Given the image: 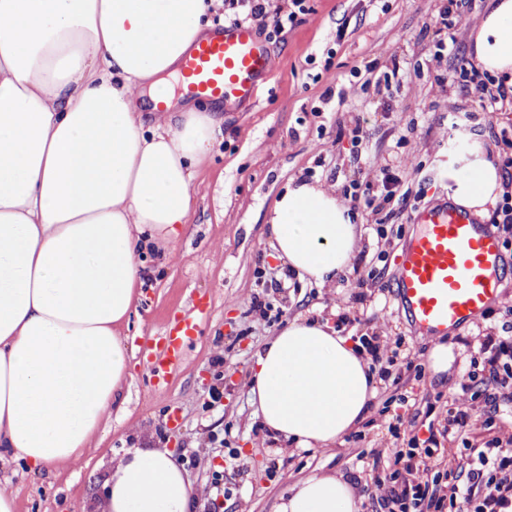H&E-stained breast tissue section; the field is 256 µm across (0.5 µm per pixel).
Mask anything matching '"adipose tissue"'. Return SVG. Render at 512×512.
I'll return each mask as SVG.
<instances>
[{"label": "adipose tissue", "mask_w": 512, "mask_h": 512, "mask_svg": "<svg viewBox=\"0 0 512 512\" xmlns=\"http://www.w3.org/2000/svg\"><path fill=\"white\" fill-rule=\"evenodd\" d=\"M222 0H0V464H78L129 375L120 328L147 276V241L175 243L224 117L215 106L143 119L135 93L171 100ZM474 60L512 86V0L471 31ZM450 199L485 216L503 193L476 157L449 170ZM274 257L325 288L359 246L334 190L292 181L269 217ZM249 401L274 440L329 449L369 412L368 361L326 321L297 315L264 343ZM105 512H194L202 489L165 448L115 460ZM278 512H358L343 476L313 473Z\"/></svg>", "instance_id": "adipose-tissue-1"}]
</instances>
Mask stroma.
Returning <instances> with one entry per match:
<instances>
[{
	"label": "stroma",
	"instance_id": "stroma-1",
	"mask_svg": "<svg viewBox=\"0 0 512 512\" xmlns=\"http://www.w3.org/2000/svg\"><path fill=\"white\" fill-rule=\"evenodd\" d=\"M444 0H307L298 16L268 39L274 71L257 99L223 105L224 139L200 168L189 222L175 245L146 250L149 276L137 308L120 332L135 353L132 376L122 400L105 416L84 467L35 475L23 463L9 469L16 512H103V485L112 461L133 447L168 448L181 460L187 480L209 488L198 512H276L292 480L311 473H339L358 490L359 512L374 506L362 488L381 474V448L393 445L397 416L416 413L413 428L427 438L430 422L447 410L446 399L479 360V329L503 334L512 324V224H497L504 267L501 299L475 323L448 339L455 359L443 376L377 382L376 393L358 433L334 449H301L265 438L247 394L254 354L272 333L299 314L324 316L343 336L373 334L378 317L388 334L429 363L434 336L416 331L394 296L398 266L416 227L419 210L447 201L449 169L464 167L474 153L502 165L505 150L494 136L512 138V104L482 108L475 87H462L458 62L471 56L469 27L450 30L445 49L436 46V21ZM399 65L401 87L379 84ZM447 80L437 92L435 75ZM346 97H339V90ZM470 114L463 138L449 137L448 114ZM362 126L366 139L355 145L351 130ZM413 155L416 169L402 165ZM389 162L410 190L408 200L393 198L389 239L377 236L378 214L357 209L358 269L339 273L334 285L319 288L290 279L271 255L267 219L274 199L290 179H306L343 190L354 169L369 171ZM282 281L266 298L281 309L267 322L251 309L258 292L256 271ZM364 293L361 302L350 293ZM208 296L209 316L187 348L169 383L151 389L145 364L158 351L146 344L174 318L188 314L193 295ZM223 352L224 364L212 363ZM178 414L172 427L170 414ZM219 487H212V480Z\"/></svg>",
	"mask_w": 512,
	"mask_h": 512
}]
</instances>
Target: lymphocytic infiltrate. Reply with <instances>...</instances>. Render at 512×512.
<instances>
[{"label": "lymphocytic infiltrate", "mask_w": 512, "mask_h": 512, "mask_svg": "<svg viewBox=\"0 0 512 512\" xmlns=\"http://www.w3.org/2000/svg\"><path fill=\"white\" fill-rule=\"evenodd\" d=\"M228 22L262 18L280 33L297 15L307 13L306 0H227ZM479 352L487 376L482 385L461 383L450 399L438 435L426 442L412 438L388 456L387 479L364 487L388 512H512V336L483 334ZM483 412L493 436L470 443L472 418ZM464 443L465 455L452 453L451 443Z\"/></svg>", "instance_id": "1"}]
</instances>
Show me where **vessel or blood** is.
I'll list each match as a JSON object with an SVG mask.
<instances>
[{
	"label": "vessel or blood",
	"mask_w": 512,
	"mask_h": 512,
	"mask_svg": "<svg viewBox=\"0 0 512 512\" xmlns=\"http://www.w3.org/2000/svg\"><path fill=\"white\" fill-rule=\"evenodd\" d=\"M267 44L247 23L227 24L198 42L182 59L181 83L186 96L246 102L257 98L273 74ZM396 279V299L415 328L432 336L447 334L480 319L498 300V271L503 258L499 241L487 225L449 205L424 209ZM206 297L192 300L193 313L169 326L163 350L150 358L153 379L166 376L183 358L207 313Z\"/></svg>",
	"instance_id": "vessel-or-blood-1"
}]
</instances>
